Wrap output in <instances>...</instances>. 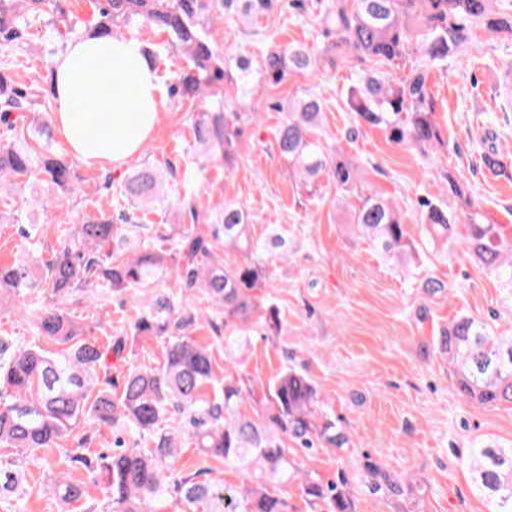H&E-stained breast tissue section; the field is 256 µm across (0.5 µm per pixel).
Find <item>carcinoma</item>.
Returning <instances> with one entry per match:
<instances>
[{
    "instance_id": "1",
    "label": "carcinoma",
    "mask_w": 512,
    "mask_h": 512,
    "mask_svg": "<svg viewBox=\"0 0 512 512\" xmlns=\"http://www.w3.org/2000/svg\"><path fill=\"white\" fill-rule=\"evenodd\" d=\"M105 2L96 29L112 34L139 23L165 35L185 56L187 65L174 77L181 101L193 106L224 98V108L198 113L192 134L205 162L222 161L226 172L240 154V116L229 111V92L248 84L254 72L278 85L318 65L302 44H258L254 60L234 65L217 53L206 13H238L253 25L273 16L280 0ZM42 3L0 0V35L20 37V12ZM324 10L327 35L336 36V57L360 66L346 98L357 126L348 129L345 140L356 141L365 124L383 130L396 145L423 152L448 147L429 92L431 69L476 48L463 35L468 23L512 33V0H328ZM410 20L420 28V58L409 75L395 78L387 67L407 53ZM53 24L62 40L75 34V24L60 7ZM29 104L0 73L3 117ZM322 116L323 103L315 93L288 98L285 117L272 131L277 153L310 196H316V185L324 179L336 192L355 197L353 224L382 258L407 268L419 265L420 245L408 236L405 212L386 193L362 182L358 166L341 147L323 145ZM11 138L0 144L1 186L21 200L42 182L70 194L77 190L70 162L48 149L32 152L16 133ZM160 180L150 168L139 171L120 189L128 207L117 216L85 220L70 238L51 247L47 259L24 253L0 266V296L25 310L37 338L60 346L52 352L0 336V448L22 454L18 463H0V491H16L27 464H42L34 450L59 445L84 424L89 430L64 456L72 464L108 473L107 512H156L153 503L165 498L176 501L179 512H288L278 490L293 481L313 512H355L347 471L323 481L299 471L289 457L291 443L340 453L351 447L347 427L319 406L308 377L288 366L258 390L227 368L218 375L212 351L191 336L202 301L224 314V324L214 321L212 328L224 336L235 368L248 336L282 334L281 312L263 303L262 292L270 283L271 263L288 250L285 237L273 233L267 242L257 241L249 212L233 200L224 201L216 223H208L198 209L201 194L191 187L179 207L192 223L141 224L138 212L145 205L165 202ZM442 192L460 210L449 211L440 199L419 200L422 242L446 252L448 243L461 238L484 270L512 286V237L505 225L485 222L478 202L454 174L444 175ZM229 252L240 254L242 261L226 265ZM172 261L175 292L163 287ZM110 295L136 300L140 314L129 333L103 342L86 337L80 322L60 307L71 300L97 316L99 303ZM154 339L163 342L162 360L154 366L135 364L136 345ZM433 344L452 367L460 396L481 406L512 405V335L500 336L482 319L459 315L439 327ZM103 428L115 431L112 452L91 460L83 450ZM186 443L250 477L249 483L231 487L179 473L176 463ZM471 460L489 512H512V447L475 448ZM355 467L368 491L386 499H405L417 485L412 476L395 474L368 456L355 461ZM46 491L65 505L63 512L78 502L86 512H96L85 482L66 475Z\"/></svg>"
}]
</instances>
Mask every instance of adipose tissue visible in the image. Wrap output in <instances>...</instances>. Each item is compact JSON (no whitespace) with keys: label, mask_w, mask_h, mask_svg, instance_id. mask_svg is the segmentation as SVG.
I'll list each match as a JSON object with an SVG mask.
<instances>
[{"label":"adipose tissue","mask_w":512,"mask_h":512,"mask_svg":"<svg viewBox=\"0 0 512 512\" xmlns=\"http://www.w3.org/2000/svg\"><path fill=\"white\" fill-rule=\"evenodd\" d=\"M56 128L73 156L88 165L121 167L140 154L164 105L156 72L141 43L98 31L73 39L52 68ZM136 84V103L127 100ZM96 109L77 113L79 103Z\"/></svg>","instance_id":"adipose-tissue-1"}]
</instances>
